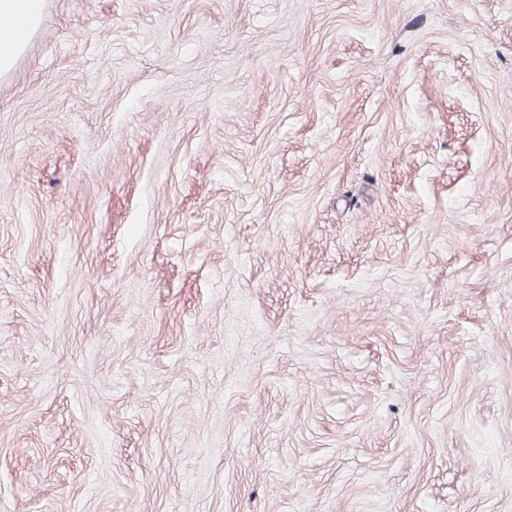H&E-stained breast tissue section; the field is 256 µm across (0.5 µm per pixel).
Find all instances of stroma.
Instances as JSON below:
<instances>
[{"label":"stroma","instance_id":"obj_1","mask_svg":"<svg viewBox=\"0 0 512 512\" xmlns=\"http://www.w3.org/2000/svg\"><path fill=\"white\" fill-rule=\"evenodd\" d=\"M0 512H512V0H44Z\"/></svg>","mask_w":512,"mask_h":512}]
</instances>
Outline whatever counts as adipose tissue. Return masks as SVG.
Returning <instances> with one entry per match:
<instances>
[{
    "label": "adipose tissue",
    "mask_w": 512,
    "mask_h": 512,
    "mask_svg": "<svg viewBox=\"0 0 512 512\" xmlns=\"http://www.w3.org/2000/svg\"><path fill=\"white\" fill-rule=\"evenodd\" d=\"M44 0H0V74L8 72L38 25Z\"/></svg>",
    "instance_id": "adipose-tissue-1"
}]
</instances>
